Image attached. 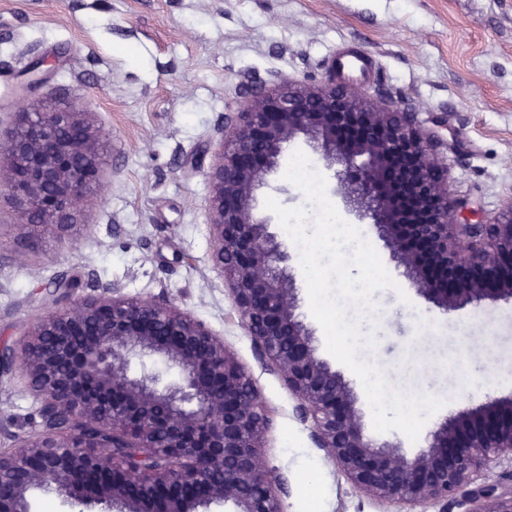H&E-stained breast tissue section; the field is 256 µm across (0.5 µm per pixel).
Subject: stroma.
<instances>
[{
    "instance_id": "stroma-1",
    "label": "stroma",
    "mask_w": 512,
    "mask_h": 512,
    "mask_svg": "<svg viewBox=\"0 0 512 512\" xmlns=\"http://www.w3.org/2000/svg\"><path fill=\"white\" fill-rule=\"evenodd\" d=\"M35 62L45 82L29 101L90 112L107 169L65 241L21 224L0 195V347L45 314L57 280L80 281L83 295L92 278L124 299L170 301L223 338L257 385L269 416L261 455L280 479L282 512H305L311 488L319 512H462L367 495L317 448L213 265L209 145L240 84L332 74L414 102L423 124L441 117L449 195L494 218L512 197V0H0V134ZM396 283L361 316L375 345L358 356L378 351L393 387L443 399L426 428L512 396V301L447 313ZM422 360L454 374L461 395L422 374ZM39 406L21 374L0 376V450L33 431Z\"/></svg>"
}]
</instances>
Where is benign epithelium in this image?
<instances>
[{
  "instance_id": "7a95c632",
  "label": "benign epithelium",
  "mask_w": 512,
  "mask_h": 512,
  "mask_svg": "<svg viewBox=\"0 0 512 512\" xmlns=\"http://www.w3.org/2000/svg\"><path fill=\"white\" fill-rule=\"evenodd\" d=\"M302 137L334 179L344 215L373 225L415 294L444 311L488 298L512 301V198L483 218L448 194L443 141L406 103L376 102L328 79L277 77L245 88L244 100L214 126L207 199L213 262L224 273L259 356L266 357L313 422L318 447L372 496L412 505H466L465 512H512V486L488 483L512 454V398L441 421L428 449L413 456L368 434L344 374L317 355L296 314L287 248L258 213L257 190L277 171L286 145ZM106 171L100 131L87 112L30 103L0 140V187L22 221L63 238L83 223L85 198ZM54 285L53 310L0 349V374L17 370L42 398L38 443L0 452V512H31L36 489L63 501L119 512H281L278 485L261 460L268 418L259 391L224 341L202 321L155 299L74 295ZM177 371L158 385L133 375L136 358ZM112 448L138 459L182 465L146 483L119 470ZM484 482L477 483L478 479Z\"/></svg>"
}]
</instances>
